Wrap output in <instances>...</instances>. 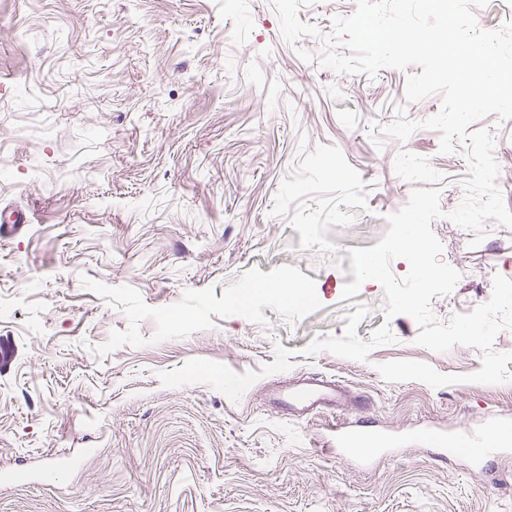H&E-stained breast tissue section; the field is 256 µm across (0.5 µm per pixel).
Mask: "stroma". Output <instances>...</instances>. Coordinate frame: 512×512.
Returning <instances> with one entry per match:
<instances>
[{
    "mask_svg": "<svg viewBox=\"0 0 512 512\" xmlns=\"http://www.w3.org/2000/svg\"><path fill=\"white\" fill-rule=\"evenodd\" d=\"M352 0H317L291 45L271 0H0V207L32 224L0 238V473L78 460L54 484L0 482V512H512V381L438 388L388 382L378 364L469 374L482 354L416 344V321L386 318L381 285L352 282V248L374 246L412 189L443 211L465 197L463 149L423 128L441 94L407 100L416 67L340 74L322 51ZM419 125L386 136L398 117ZM494 138L512 208V120ZM429 163L413 179L401 154ZM441 262L461 278L434 297L445 324L512 279V227L435 222ZM304 289L302 301L279 285ZM254 287L244 297L243 285ZM370 339L359 362L314 339L342 336L355 303ZM364 399L296 419L271 397L300 379ZM366 416L395 439L363 465L329 454L337 425ZM499 423L508 439L479 466L438 457L421 427L458 434Z\"/></svg>",
    "mask_w": 512,
    "mask_h": 512,
    "instance_id": "obj_1",
    "label": "stroma"
}]
</instances>
